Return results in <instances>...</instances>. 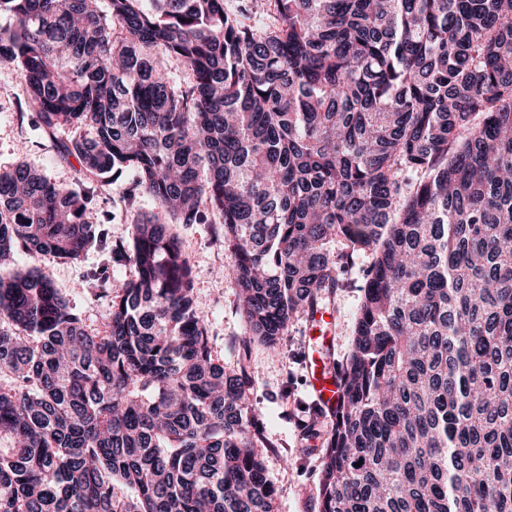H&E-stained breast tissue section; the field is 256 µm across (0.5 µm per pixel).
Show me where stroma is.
<instances>
[{
  "label": "stroma",
  "instance_id": "obj_1",
  "mask_svg": "<svg viewBox=\"0 0 512 512\" xmlns=\"http://www.w3.org/2000/svg\"><path fill=\"white\" fill-rule=\"evenodd\" d=\"M64 133L45 134L35 111L27 103L23 83L14 70L0 63V171L25 162L38 167L56 184L75 186L84 182L76 158H62L60 142ZM133 181L126 172L107 182H91L90 208L104 221L111 241L129 238L135 213L148 214L155 205L148 195H141L136 211H127L125 200ZM182 249L193 267L198 307L208 317L212 352L226 369L246 363L251 374L248 398L260 411V425L273 447L264 452L267 475L278 492V512H319L316 482L322 445L318 436L302 437L297 421L311 405L310 370L307 365L315 343L311 322L299 318L292 322L287 335L272 348L247 340L245 320L237 290L229 273L232 259L225 250L221 231L215 224L178 226ZM371 258L355 255L342 284L325 305L324 328L332 338V354L343 360L351 347L352 330ZM17 266L38 267L59 288L81 314L90 331L102 333L108 328L109 297L95 293L90 278L108 270L118 279L133 277V266L108 268L106 251L93 247L76 261L32 258L20 255Z\"/></svg>",
  "mask_w": 512,
  "mask_h": 512
}]
</instances>
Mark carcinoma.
Listing matches in <instances>:
<instances>
[{"instance_id":"carcinoma-1","label":"carcinoma","mask_w":512,"mask_h":512,"mask_svg":"<svg viewBox=\"0 0 512 512\" xmlns=\"http://www.w3.org/2000/svg\"><path fill=\"white\" fill-rule=\"evenodd\" d=\"M0 62L92 178L159 214L90 333L26 253L107 240L80 185L0 172V512H276L172 224H219L249 340L371 256L320 512H512V0H0ZM185 70L177 74L173 66ZM361 466H355V463Z\"/></svg>"}]
</instances>
